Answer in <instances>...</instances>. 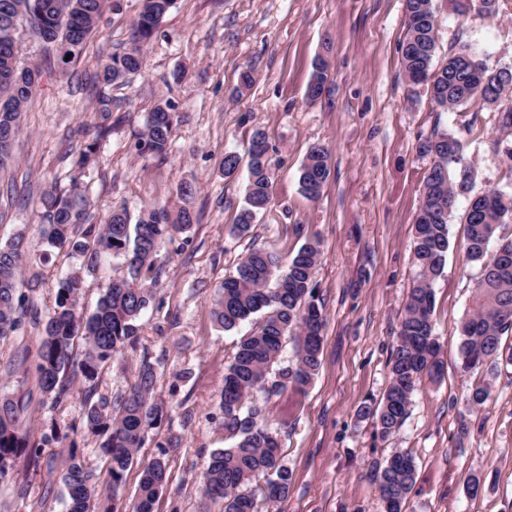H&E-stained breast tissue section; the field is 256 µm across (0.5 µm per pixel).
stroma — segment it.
Listing matches in <instances>:
<instances>
[{"label": "stroma", "instance_id": "35a3bbf8", "mask_svg": "<svg viewBox=\"0 0 512 512\" xmlns=\"http://www.w3.org/2000/svg\"><path fill=\"white\" fill-rule=\"evenodd\" d=\"M437 60L468 42L489 68L512 67V0L497 17L463 15L434 0ZM140 0H112L82 58L68 73L46 69L22 116L13 162L0 170V245L21 237L26 272L38 275L28 296L39 316L51 312L62 279L75 267L40 235L39 196L79 177L92 222L113 209L138 215L149 205L196 216L188 235H176L156 254L157 292L139 320V341L108 360L95 381L98 396L114 399L139 366L157 372L153 402L163 411L128 471L121 498L132 507L140 472L155 457L168 463L169 481L155 512H199L200 475L211 454L232 446L224 433L218 394L251 322L226 331L211 301L225 275L251 247L293 255L309 239L320 243L315 274L327 317L321 366L306 392L272 397L266 416L280 434V453L293 473L285 500L260 503L261 512H375L367 471L398 448L411 450L417 482L407 512H512V366L460 370L459 325L470 306L480 267L463 250L458 212L449 221L448 255L433 284L434 331L443 363L440 380L422 381L400 432L383 440L358 419L359 405L381 396L401 313L414 275L412 227L421 204L428 159L416 151L434 129L457 136L474 164L475 191L512 188V159L493 145L494 112L472 104L442 110L400 67L406 35L405 0H176L147 46L143 71L113 87L124 120L103 143L97 168L78 176L73 133L96 121L85 71L128 46ZM330 73L322 97L308 101L317 57ZM254 80L240 90L242 71ZM169 100L178 123L166 157L140 153L138 133L154 106ZM265 129L272 162L271 204L249 233L231 231L244 203L247 173L225 177L222 160L247 159L254 129ZM326 147L330 175L318 199L300 191L299 170L311 145ZM193 186L191 200L181 189ZM39 330L26 325L0 344V396H23L24 422L42 445L37 464L22 460L0 479V512H67L59 480L63 459L79 448L88 465L104 469L101 439L78 428L81 402L43 394L33 372L6 366L19 354L35 359ZM490 399L468 412L476 381ZM470 434L459 439L460 414ZM482 476L469 495L468 472Z\"/></svg>", "mask_w": 512, "mask_h": 512}]
</instances>
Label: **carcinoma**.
<instances>
[{"instance_id": "cac0c4a2", "label": "carcinoma", "mask_w": 512, "mask_h": 512, "mask_svg": "<svg viewBox=\"0 0 512 512\" xmlns=\"http://www.w3.org/2000/svg\"><path fill=\"white\" fill-rule=\"evenodd\" d=\"M142 7L131 25L129 47L96 63L89 84L96 90L99 122L81 130L83 143L76 162L84 174L97 165L102 142L112 133V95L109 90L125 84L145 66L143 47L174 5L175 0H141ZM455 12L475 8L488 17L499 13L500 0H450ZM33 4L42 14L31 21L26 33L32 40L53 44L56 64L62 70L76 63L87 39L96 32L110 0H0V142L20 131L22 113L42 77L37 64L19 62L18 42L7 35L19 15ZM407 34L401 46L400 64L411 83L426 84L431 99L443 109L472 102L496 112L499 131L512 135V68L489 69L480 53L462 44L440 66L437 53L433 0H406ZM72 56H61V46ZM47 62V65L54 64ZM327 66L320 62L312 74L308 97L321 96L315 83H326ZM176 127L175 105L158 103L138 136L143 153H168ZM419 154L431 165L423 180V203L413 225L415 273L403 306L396 347L389 360V384L382 398L367 399L357 410L375 434H397L409 413L411 398L426 377L439 375V343L434 334L433 282L441 273L449 248L448 219L459 198L468 199L463 215L466 259L480 264L474 282L469 314L462 322L459 345L462 369L484 365L495 371L500 357L512 364V351L501 352V338L512 331V238L500 229L512 216V191L490 186L473 192L474 168L465 159L461 141L452 133L433 131L418 140ZM268 137L253 132L249 149L245 204L234 230L247 233L257 215L271 203L272 167ZM329 176L325 147L312 145L301 165L299 184L310 200L317 199ZM45 224L42 235L49 246L68 250L80 261L59 288L55 305L42 320L21 292L24 252L20 242L0 246V342L29 320L40 329L35 371L41 390L55 400L71 396L80 381L82 427L104 436L100 449L112 484V504L94 501L99 480L83 454L74 447L60 469L61 483L70 499V512H122L120 493L126 473L155 428L158 409L152 403L156 371L142 364L127 394L113 400L95 398L94 380L102 364L133 346L137 321L154 298L158 278L155 254L159 244L176 233L190 232L193 211L183 206L176 213L161 206L143 210L136 221L126 210H112L100 224L91 222L88 201L78 181L68 190L56 186L40 197ZM105 256L122 259L121 274L113 278L93 312L79 305L84 289L83 272L96 270ZM319 244L304 243L289 259L253 247L240 259L235 271L224 278L212 302L217 325L231 330L258 314L252 331L243 337L224 375L220 407L224 432L235 439L230 448L214 452L200 478L201 501L223 504V512H257L256 492L276 503L288 495L292 472L280 458L277 433L263 418L269 396L293 386L310 385L321 364L325 318L313 284ZM295 342V359L273 371L281 362L286 338ZM489 386L478 381L468 396L470 410L480 409L490 397ZM21 400L0 398V478L21 456L36 460L40 445L22 429ZM418 464L407 449L394 451L382 465H374L369 478L376 487L379 512H405L416 484ZM168 481L167 462L157 457L143 467L138 498L132 512H153L156 498Z\"/></svg>"}]
</instances>
